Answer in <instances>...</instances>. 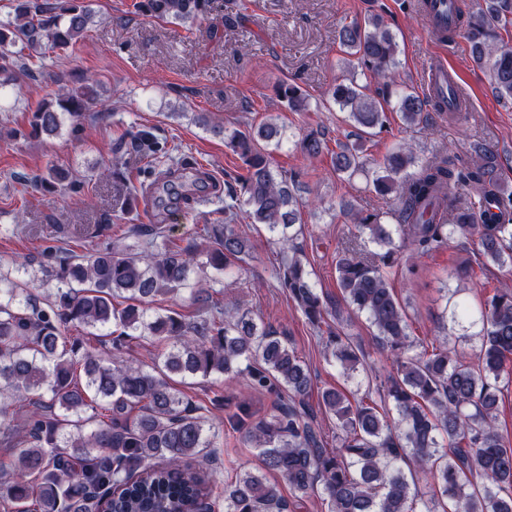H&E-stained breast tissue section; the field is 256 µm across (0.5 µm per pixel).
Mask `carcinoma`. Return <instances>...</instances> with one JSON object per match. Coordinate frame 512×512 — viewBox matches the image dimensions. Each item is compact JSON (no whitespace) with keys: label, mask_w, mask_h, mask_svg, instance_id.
Masks as SVG:
<instances>
[{"label":"carcinoma","mask_w":512,"mask_h":512,"mask_svg":"<svg viewBox=\"0 0 512 512\" xmlns=\"http://www.w3.org/2000/svg\"><path fill=\"white\" fill-rule=\"evenodd\" d=\"M217 2L139 0L136 7L191 28ZM89 22L84 0H16L15 22L0 24V69L17 42L35 52L45 41L67 51ZM458 36L486 70L495 96L512 104V0H456L442 38ZM338 40L356 66L336 78L329 94L360 135L385 127L389 110L399 113L406 130L467 122L447 111V99H422L398 81V44L382 16L343 26ZM359 72L370 73L376 86L358 83ZM279 97L291 112L310 110V95L295 82L281 84ZM98 98L94 84L63 89L32 113V131L51 136L65 116L77 136ZM210 131L224 136L246 173L224 182V224L203 228L205 244L181 247L166 234L163 215L181 202H199L179 192L173 174L152 185L157 214L145 244L50 256L42 274L52 292L39 293L0 263V447L11 449L12 457L10 465L0 463V472L11 512H100L106 496L110 512H193L210 496L216 431L205 407L171 377L184 383L213 375L244 377L272 398L263 415L230 396L212 401L235 407L227 422L264 465L224 485V512H288V499L269 473L288 484L295 499L317 498L328 512H512V441L496 426L499 382L512 374V289H495L479 309L464 299L454 302L453 321L480 326V346L465 362L445 341L410 335L389 283L399 262L411 266L473 229L485 258L479 269L490 261L512 276V192L500 183L501 156L482 143L474 144L468 165L447 150L421 163L410 143L385 154L367 188L392 197L393 207L352 213L356 233L338 251L340 296L332 301L317 290L298 243L304 172L272 165L273 150L288 140L286 129L264 122L246 132L220 125ZM299 149L313 160L328 146L311 131ZM114 154L123 179L134 160L174 161L172 149L146 127L119 137ZM331 166L337 177L352 179L365 170L363 145L336 144ZM39 181L49 192L82 191L81 181L55 164ZM241 211L280 245L276 278L307 322L327 335L328 354L343 372L358 371L366 354L341 321L328 317L340 316L345 303L376 329L395 366L377 391L397 417L380 412L368 392L350 398L326 388L318 407L336 423V446L329 445L310 405L311 371L289 339L244 313L229 315L199 287L208 270L251 259L234 227ZM363 236L379 250L363 249ZM200 254L206 260L197 261ZM181 289L201 304L198 315L151 311L156 297ZM118 293L125 294L122 308L113 304ZM71 326L81 332L66 335ZM107 337L115 355L148 340L159 347L157 362L146 370L98 353L94 344Z\"/></svg>","instance_id":"carcinoma-1"}]
</instances>
